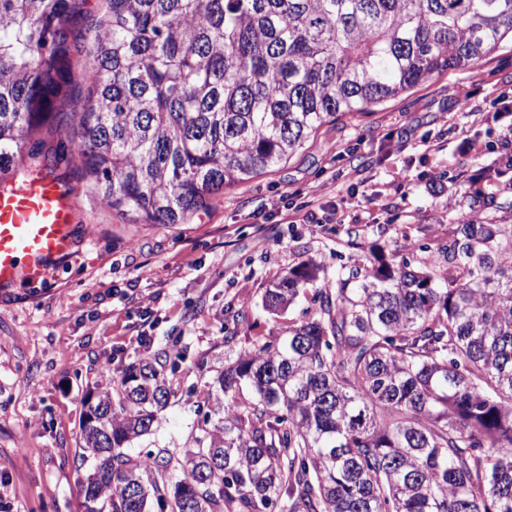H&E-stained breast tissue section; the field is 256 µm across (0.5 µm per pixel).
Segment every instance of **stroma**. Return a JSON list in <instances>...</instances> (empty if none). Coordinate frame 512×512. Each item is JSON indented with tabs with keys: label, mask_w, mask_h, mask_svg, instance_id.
Here are the masks:
<instances>
[{
	"label": "stroma",
	"mask_w": 512,
	"mask_h": 512,
	"mask_svg": "<svg viewBox=\"0 0 512 512\" xmlns=\"http://www.w3.org/2000/svg\"><path fill=\"white\" fill-rule=\"evenodd\" d=\"M464 99L478 115L461 112ZM510 139L511 40L471 69L338 116L286 164L221 192L184 224L126 223L87 191L77 162L60 166L75 210L72 253L0 290V512H80L83 399L146 352L184 360L153 432L134 446L184 447L202 423L203 392L238 354L313 311L307 294L264 311L276 278L310 257L335 276L373 243L438 260L457 221L453 200L512 181L501 160ZM426 140L439 151L425 152ZM356 166L363 182L351 178ZM284 197L316 200L333 219L287 223Z\"/></svg>",
	"instance_id": "35a3bbf8"
}]
</instances>
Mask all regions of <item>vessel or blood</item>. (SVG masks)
Segmentation results:
<instances>
[{"label": "vessel or blood", "instance_id": "vessel-or-blood-1", "mask_svg": "<svg viewBox=\"0 0 512 512\" xmlns=\"http://www.w3.org/2000/svg\"><path fill=\"white\" fill-rule=\"evenodd\" d=\"M73 246V204L61 183L37 171L0 189V289L44 275Z\"/></svg>", "mask_w": 512, "mask_h": 512}]
</instances>
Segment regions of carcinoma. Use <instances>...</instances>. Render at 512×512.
<instances>
[{"mask_svg":"<svg viewBox=\"0 0 512 512\" xmlns=\"http://www.w3.org/2000/svg\"><path fill=\"white\" fill-rule=\"evenodd\" d=\"M84 5L0 0V188L27 156L71 158L130 224H184L337 115L512 36V0H105L88 42ZM477 197L439 261L373 245L332 279L289 268L262 307L310 291L311 316L225 369L204 397L223 417L184 452H131L168 402L167 352L86 399L82 512H512V200Z\"/></svg>","mask_w":512,"mask_h":512,"instance_id":"cac0c4a2","label":"carcinoma"}]
</instances>
